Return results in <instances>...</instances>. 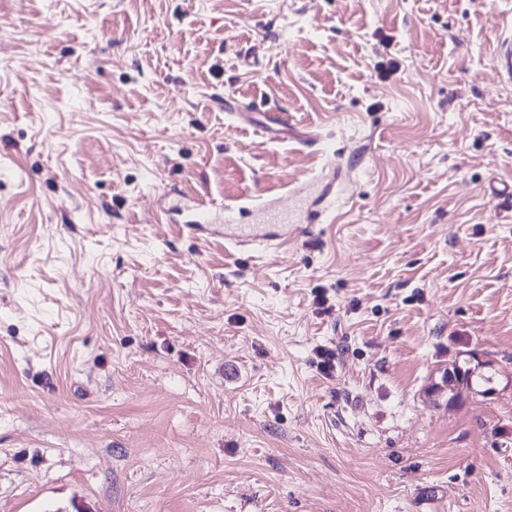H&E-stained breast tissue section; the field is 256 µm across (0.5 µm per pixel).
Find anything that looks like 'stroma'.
Masks as SVG:
<instances>
[{
	"mask_svg": "<svg viewBox=\"0 0 512 512\" xmlns=\"http://www.w3.org/2000/svg\"><path fill=\"white\" fill-rule=\"evenodd\" d=\"M511 11L0 0V512H512ZM334 161L309 238L190 221ZM494 70L502 81L512 80V19L499 25L494 52ZM350 167L333 168L331 175L322 183V190L320 195V203L326 204L321 208L312 209L307 207L304 214L301 216L300 221L305 225H289L283 226L282 233L280 234H259L254 232L249 224L244 223L246 218L253 215L254 211L263 205V202L256 205L248 206L245 202L236 201L224 205V223H232L240 230L239 234L228 235L225 233L224 241H232L238 246L246 247L253 246L258 243L264 245L268 249H276L280 245L288 242V237L292 235H305L310 233L314 224L321 223V217L327 212L330 198L336 190V183L344 180H349ZM337 174V175H336Z\"/></svg>",
	"mask_w": 512,
	"mask_h": 512,
	"instance_id": "35a3bbf8",
	"label": "stroma"
}]
</instances>
